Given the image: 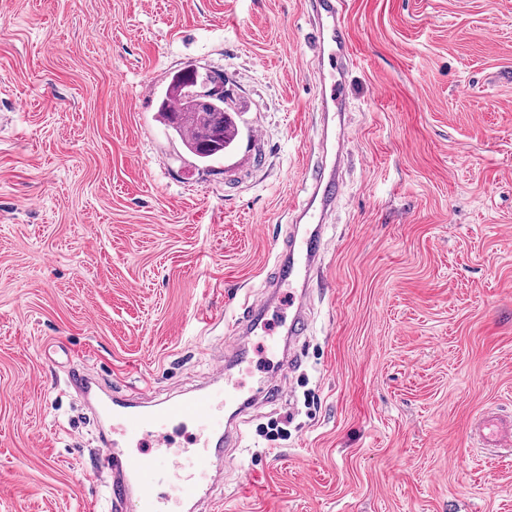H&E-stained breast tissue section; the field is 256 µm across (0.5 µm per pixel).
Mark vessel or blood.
Instances as JSON below:
<instances>
[{"instance_id": "1", "label": "vessel or blood", "mask_w": 512, "mask_h": 512, "mask_svg": "<svg viewBox=\"0 0 512 512\" xmlns=\"http://www.w3.org/2000/svg\"><path fill=\"white\" fill-rule=\"evenodd\" d=\"M309 42L312 59L317 66V110L322 123H335L336 137L331 155L321 156L310 178L307 195L290 203L288 213L296 230L283 240L275 258L276 272L272 287L284 283L309 285L319 269L320 241L327 228L337 199L343 193L341 170L348 157L345 136L344 98L339 92L340 74L354 60V48L343 16V0H311ZM269 298L247 305L233 328L245 336L261 335ZM293 309L288 319L290 348L283 353L285 363L297 359L295 349L309 329L307 295L295 292L290 296ZM70 383L87 399L96 403L99 416H119L128 436H158L154 453L140 456L118 451L111 437H104L100 463L112 474L105 488L111 512H170L169 503L198 504L202 499L201 481L227 464L228 449L242 434L240 422L224 421L216 413L218 406L244 410L246 402L233 385L212 391L199 386L169 395L158 401H137L123 395L101 397L98 380L83 367L72 366ZM192 422L196 428L195 445L176 448L159 436L161 429L176 422ZM476 447L491 453L512 451V417L501 419L492 412L481 414L470 428ZM165 492H158V485Z\"/></svg>"}]
</instances>
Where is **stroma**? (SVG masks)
I'll use <instances>...</instances> for the list:
<instances>
[{"label": "stroma", "instance_id": "stroma-1", "mask_svg": "<svg viewBox=\"0 0 512 512\" xmlns=\"http://www.w3.org/2000/svg\"><path fill=\"white\" fill-rule=\"evenodd\" d=\"M310 0H0V512H87L86 365L153 397L205 382L271 278L321 127ZM346 190L292 368L254 339L245 438L196 512H512V0H344ZM224 74L240 138L194 165L157 113ZM153 96H145V87ZM288 436L269 440L274 423ZM471 439L476 447L491 453H511L512 417L503 420L493 412H484L471 425Z\"/></svg>", "mask_w": 512, "mask_h": 512}]
</instances>
